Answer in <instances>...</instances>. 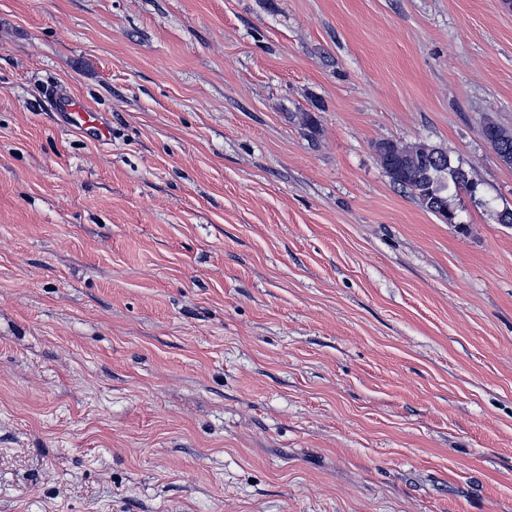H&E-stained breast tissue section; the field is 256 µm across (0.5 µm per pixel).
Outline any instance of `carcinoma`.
<instances>
[{
  "label": "carcinoma",
  "mask_w": 512,
  "mask_h": 512,
  "mask_svg": "<svg viewBox=\"0 0 512 512\" xmlns=\"http://www.w3.org/2000/svg\"><path fill=\"white\" fill-rule=\"evenodd\" d=\"M484 135L498 157L512 165V132L489 123ZM390 159L387 171L391 181L410 191L427 210L448 220L454 219L451 197L460 190L474 191L469 173L454 163L448 154L422 142L402 143L386 140L379 143Z\"/></svg>",
  "instance_id": "1"
}]
</instances>
